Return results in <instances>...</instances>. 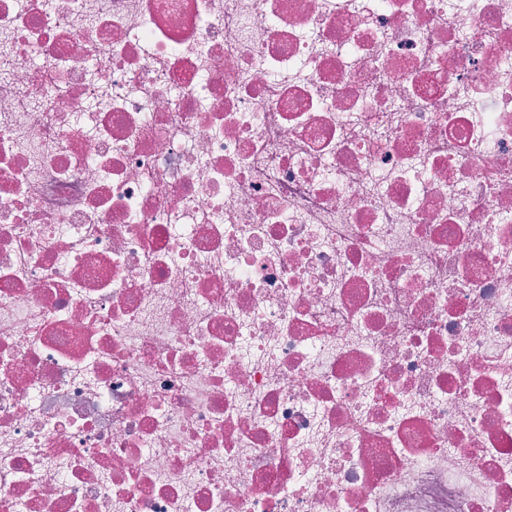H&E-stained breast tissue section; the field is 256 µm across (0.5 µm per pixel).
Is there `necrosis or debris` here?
<instances>
[{
	"instance_id": "necrosis-or-debris-1",
	"label": "necrosis or debris",
	"mask_w": 512,
	"mask_h": 512,
	"mask_svg": "<svg viewBox=\"0 0 512 512\" xmlns=\"http://www.w3.org/2000/svg\"><path fill=\"white\" fill-rule=\"evenodd\" d=\"M0 512H512V0H0Z\"/></svg>"
}]
</instances>
